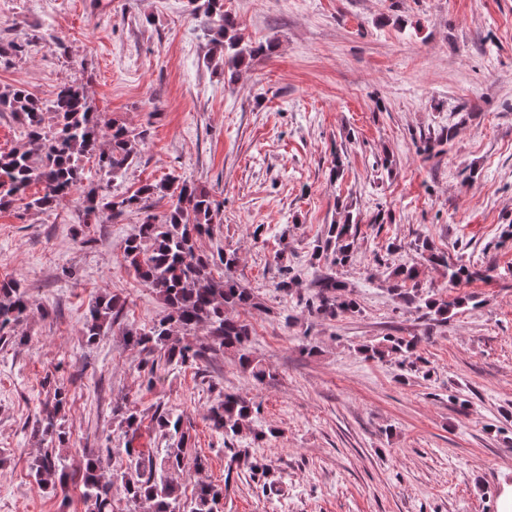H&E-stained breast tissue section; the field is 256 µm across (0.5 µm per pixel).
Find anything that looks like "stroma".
<instances>
[{
	"label": "stroma",
	"mask_w": 512,
	"mask_h": 512,
	"mask_svg": "<svg viewBox=\"0 0 512 512\" xmlns=\"http://www.w3.org/2000/svg\"><path fill=\"white\" fill-rule=\"evenodd\" d=\"M243 43L273 44L236 83L210 63L212 46L187 0H0V43L23 32L24 54L0 56V86L52 100L83 85L105 121L145 131L117 196L175 176L209 191L221 224L198 246L237 250L232 274L258 307L239 310L270 378L256 382L236 356L157 364L122 328L164 315L125 262L142 221L131 210L83 224L78 196L45 210L19 200L0 211V281H17L40 312L0 342V512H86L79 482L39 486L40 455L70 472L106 449L153 451L149 426L122 433L119 399L144 417L156 407L190 421L203 471L178 483L223 486V512H498L512 484V0H224ZM452 137L427 148L442 131ZM341 176H333L334 163ZM350 205L356 250L343 267L314 264V240ZM487 271L449 284L414 243ZM284 255L290 292L277 290ZM418 266L420 294L473 298L439 324L400 304L389 273ZM346 283L358 310L311 316L319 280ZM127 300L119 324L87 342L89 303ZM386 336L419 340L413 366L367 359ZM64 389L65 445L37 444L35 422ZM261 406L234 444L205 418L219 392ZM267 431L254 440V432ZM265 465L253 477L249 463Z\"/></svg>",
	"instance_id": "1"
}]
</instances>
